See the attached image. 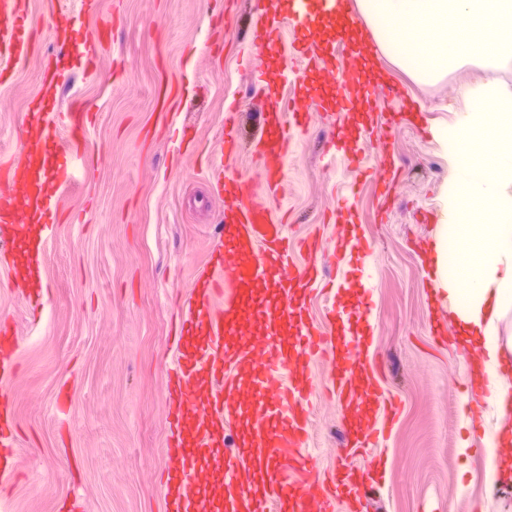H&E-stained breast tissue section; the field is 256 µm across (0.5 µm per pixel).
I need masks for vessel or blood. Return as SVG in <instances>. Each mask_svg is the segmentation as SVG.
Listing matches in <instances>:
<instances>
[{"label":"vessel or blood","mask_w":512,"mask_h":512,"mask_svg":"<svg viewBox=\"0 0 512 512\" xmlns=\"http://www.w3.org/2000/svg\"><path fill=\"white\" fill-rule=\"evenodd\" d=\"M62 43L80 38L88 54L99 42L76 33L70 17L55 13ZM28 0H0V69L14 70L33 54ZM255 44L277 53L282 30L273 22L255 26ZM329 71L325 98L350 112L368 111L377 95L400 99L395 86H365L354 94L356 75ZM317 108L311 95L289 99L270 96L263 132L255 147L270 194H277L284 170L308 117ZM89 119L81 107L67 115L70 139L57 143L55 115L31 108L22 130L23 151L0 162V262L9 263L31 240V222L44 212L55 184L68 182L71 162L83 152L80 134ZM239 152L236 113L224 115V136L215 148L224 179V235L212 263L187 300L185 327L192 337L168 377L166 400L171 419L164 497L167 512H363L375 479L370 471L321 469L307 453L310 441L306 407L315 388L314 358H332L337 372L331 387L343 410L385 398L366 361L365 339L345 330L325 333L307 314L308 289L327 266L346 252L360 256L371 249L348 232L353 221L337 208L342 233L331 252L318 242L304 244L305 263L295 261L286 226L250 179L227 175L223 160ZM39 268L27 264L14 272L15 295L29 299ZM274 282L273 297L261 286ZM17 375L16 338L0 335V377ZM384 431L367 423L350 430V448L376 445ZM14 434L9 413L0 414V462L13 458Z\"/></svg>","instance_id":"vessel-or-blood-1"}]
</instances>
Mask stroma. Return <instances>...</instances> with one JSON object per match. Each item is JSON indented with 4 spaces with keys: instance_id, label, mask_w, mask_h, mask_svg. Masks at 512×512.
I'll return each mask as SVG.
<instances>
[{
    "instance_id": "obj_1",
    "label": "stroma",
    "mask_w": 512,
    "mask_h": 512,
    "mask_svg": "<svg viewBox=\"0 0 512 512\" xmlns=\"http://www.w3.org/2000/svg\"><path fill=\"white\" fill-rule=\"evenodd\" d=\"M38 31L34 55L0 78V157L22 151L18 132L38 99L46 69L61 88L51 109L59 124L74 104L90 114L87 146L73 180L51 201L53 228L41 239V297L28 304L10 288L0 264V320L18 338L20 372L0 381L17 433L13 471L0 477V512H166L158 485L166 465L169 365L179 350L180 305L209 263L221 235L224 200L211 177L224 113L239 114L245 146L229 169L264 191L260 159L249 150L267 109L255 75L286 69L309 30L288 27L281 56L249 42L254 0H60L78 28H100L103 45L87 57L80 43L52 34L48 0H29ZM370 67L399 86L416 116L394 123L398 102L373 100V116L340 113L348 154L329 159L325 108L312 112L273 198L288 216L292 242L337 229L330 209L343 204L374 251L341 265L359 285L307 300L314 325L330 329L329 304L343 309L352 332L365 336L367 358L399 412L377 451L384 473L368 512H512V483L484 479L492 424H467L463 386L470 369L456 327L435 338L448 319V298L422 275L443 215L448 150L436 128L455 122L478 71L467 66L418 85L384 55ZM178 96L157 103L160 86ZM392 159L399 182L383 195L377 165ZM370 307L361 316L359 301ZM348 415L336 400L310 407L312 450L322 466L343 456ZM470 440L461 450L462 440Z\"/></svg>"
}]
</instances>
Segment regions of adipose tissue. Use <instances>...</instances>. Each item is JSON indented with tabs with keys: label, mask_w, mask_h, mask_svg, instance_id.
I'll return each mask as SVG.
<instances>
[{
	"label": "adipose tissue",
	"mask_w": 512,
	"mask_h": 512,
	"mask_svg": "<svg viewBox=\"0 0 512 512\" xmlns=\"http://www.w3.org/2000/svg\"><path fill=\"white\" fill-rule=\"evenodd\" d=\"M379 52L420 84L464 64L482 77L472 94L492 112L437 129L448 147L446 208L437 225L430 276L448 294V315L463 344L482 357L472 377L500 373L489 402L501 440L512 439V379L503 375L512 357V331L500 324L512 313V93L500 75L512 69V0H356ZM492 212L494 224L476 217Z\"/></svg>",
	"instance_id": "obj_1"
}]
</instances>
